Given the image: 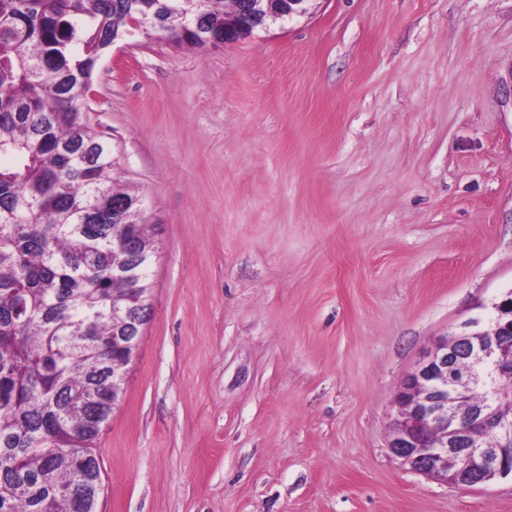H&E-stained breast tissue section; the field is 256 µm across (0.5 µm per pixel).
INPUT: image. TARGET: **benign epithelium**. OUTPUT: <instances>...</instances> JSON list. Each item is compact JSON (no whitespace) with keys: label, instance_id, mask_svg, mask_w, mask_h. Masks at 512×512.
Returning <instances> with one entry per match:
<instances>
[{"label":"benign epithelium","instance_id":"1","mask_svg":"<svg viewBox=\"0 0 512 512\" xmlns=\"http://www.w3.org/2000/svg\"><path fill=\"white\" fill-rule=\"evenodd\" d=\"M265 26L257 10L248 19L234 15L224 17V43H234L252 35ZM494 315L489 319L493 329L482 340H472L479 331H461L441 341L423 363L405 380L397 402L410 406V412L399 413L393 423L391 453L411 470L426 476H440L460 487L476 488L497 478L512 476V468L504 464V448H483L474 440L466 441L467 464L458 472L444 471L448 457L460 448L456 433L446 431L441 438L428 437L430 426H448V412L464 386L485 382L494 373L501 382L490 391L488 405L495 406L503 399H512V299L493 304ZM481 426L498 431L504 444L512 446V415L493 411L482 412Z\"/></svg>","mask_w":512,"mask_h":512}]
</instances>
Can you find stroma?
Listing matches in <instances>:
<instances>
[{
  "label": "stroma",
  "mask_w": 512,
  "mask_h": 512,
  "mask_svg": "<svg viewBox=\"0 0 512 512\" xmlns=\"http://www.w3.org/2000/svg\"><path fill=\"white\" fill-rule=\"evenodd\" d=\"M89 98L158 226L97 512H512L389 450L407 375L512 291V0L138 31Z\"/></svg>",
  "instance_id": "35a3bbf8"
}]
</instances>
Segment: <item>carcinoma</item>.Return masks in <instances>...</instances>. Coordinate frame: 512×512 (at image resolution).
Listing matches in <instances>:
<instances>
[{
    "instance_id": "cac0c4a2",
    "label": "carcinoma",
    "mask_w": 512,
    "mask_h": 512,
    "mask_svg": "<svg viewBox=\"0 0 512 512\" xmlns=\"http://www.w3.org/2000/svg\"><path fill=\"white\" fill-rule=\"evenodd\" d=\"M230 2L0 0V512H96L95 443L131 352L117 308L152 293L153 224L91 122L97 63L139 29L220 48L248 0ZM483 406L468 388L448 426Z\"/></svg>"
}]
</instances>
